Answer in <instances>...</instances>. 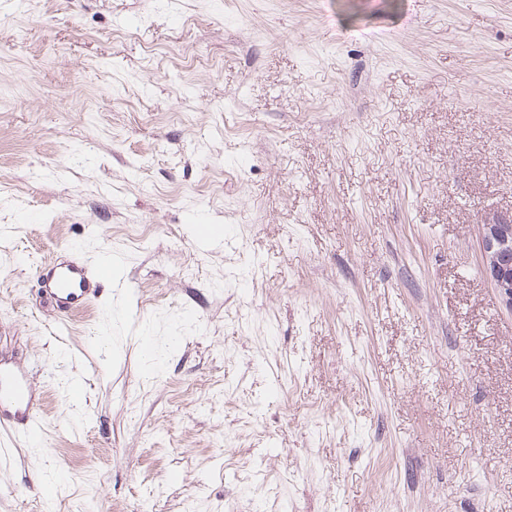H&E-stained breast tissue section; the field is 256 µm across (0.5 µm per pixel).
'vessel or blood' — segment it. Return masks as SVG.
Returning <instances> with one entry per match:
<instances>
[{"label": "vessel or blood", "mask_w": 512, "mask_h": 512, "mask_svg": "<svg viewBox=\"0 0 512 512\" xmlns=\"http://www.w3.org/2000/svg\"><path fill=\"white\" fill-rule=\"evenodd\" d=\"M111 273V260H104L93 269L74 251L67 259L54 262L41 282L60 312L66 314L87 306L98 293V282ZM42 406L21 370L0 367L1 427L16 430L29 441H38Z\"/></svg>", "instance_id": "b4317fda"}]
</instances>
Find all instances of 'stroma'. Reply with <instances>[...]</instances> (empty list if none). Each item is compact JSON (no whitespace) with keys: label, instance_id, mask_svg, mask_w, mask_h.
<instances>
[{"label":"stroma","instance_id":"35a3bbf8","mask_svg":"<svg viewBox=\"0 0 512 512\" xmlns=\"http://www.w3.org/2000/svg\"><path fill=\"white\" fill-rule=\"evenodd\" d=\"M510 210L512 0H0V512H512ZM482 272L493 284L499 303L512 313V212L493 213L481 224ZM112 274V259L107 258L91 269L70 250L68 259L54 262L41 276L44 291L54 300L63 315L87 306L98 293L97 284ZM42 398H35L25 374L0 367V426L16 431L29 441L41 435Z\"/></svg>","mask_w":512,"mask_h":512}]
</instances>
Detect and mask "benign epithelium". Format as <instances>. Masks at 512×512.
<instances>
[{
  "label": "benign epithelium",
  "instance_id": "benign-epithelium-1",
  "mask_svg": "<svg viewBox=\"0 0 512 512\" xmlns=\"http://www.w3.org/2000/svg\"><path fill=\"white\" fill-rule=\"evenodd\" d=\"M482 272L499 303L512 313V212H497L481 225Z\"/></svg>",
  "mask_w": 512,
  "mask_h": 512
}]
</instances>
